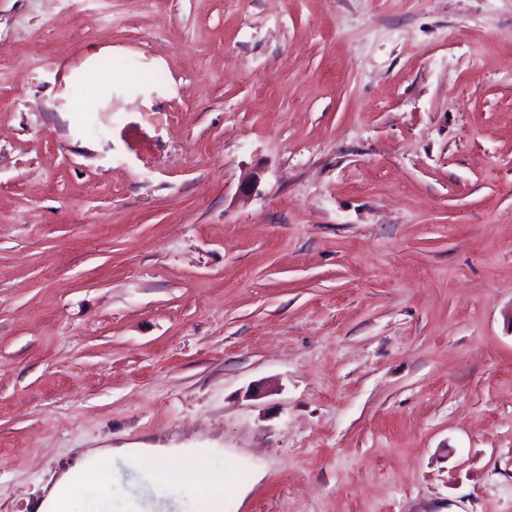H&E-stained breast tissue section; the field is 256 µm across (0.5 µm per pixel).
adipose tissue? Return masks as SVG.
I'll list each match as a JSON object with an SVG mask.
<instances>
[{
  "label": "adipose tissue",
  "instance_id": "1",
  "mask_svg": "<svg viewBox=\"0 0 512 512\" xmlns=\"http://www.w3.org/2000/svg\"><path fill=\"white\" fill-rule=\"evenodd\" d=\"M112 457L108 448H93L81 454L76 464L70 468L49 490L40 504L41 512H73V505L83 494L89 481H97L100 486H109L112 476L105 468ZM136 462L148 463L155 476L158 489L172 484H193L199 477L195 456L181 457L179 465L158 459L156 454L141 449L134 450Z\"/></svg>",
  "mask_w": 512,
  "mask_h": 512
}]
</instances>
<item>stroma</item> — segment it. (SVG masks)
Segmentation results:
<instances>
[{"instance_id":"1","label":"stroma","mask_w":512,"mask_h":512,"mask_svg":"<svg viewBox=\"0 0 512 512\" xmlns=\"http://www.w3.org/2000/svg\"><path fill=\"white\" fill-rule=\"evenodd\" d=\"M512 512V0H0V512ZM110 448H93L83 452L70 468L49 490L40 504L42 512H73V505L83 494L87 483L95 480L102 487L109 486L112 476L102 465L112 460ZM133 460L137 463L146 462L155 476V484L159 491H163L172 484L192 485L198 478L197 456H183L180 464L173 466L164 460H157L156 454L141 449L133 450Z\"/></svg>"}]
</instances>
